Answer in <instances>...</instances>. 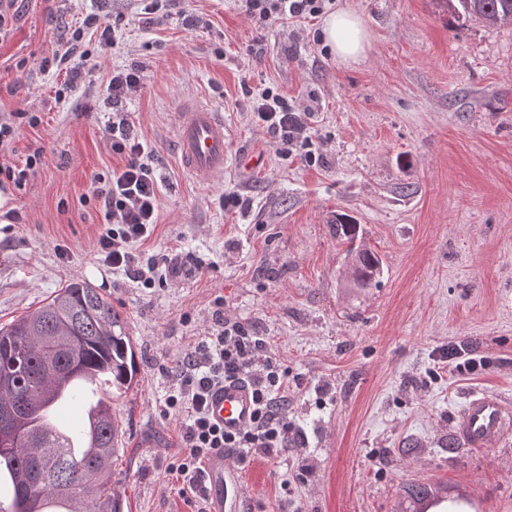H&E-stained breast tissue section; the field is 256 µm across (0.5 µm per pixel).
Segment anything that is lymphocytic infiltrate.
Masks as SVG:
<instances>
[{
	"label": "lymphocytic infiltrate",
	"instance_id": "1",
	"mask_svg": "<svg viewBox=\"0 0 512 512\" xmlns=\"http://www.w3.org/2000/svg\"><path fill=\"white\" fill-rule=\"evenodd\" d=\"M327 0H242V8L257 28L277 20L312 21L324 14ZM93 29L96 48L108 50L117 44L113 25L87 15L71 39L57 44L52 55L40 61L41 70L62 65L70 80L92 76L91 51L84 49L85 29ZM144 69L132 63L113 69L106 86L112 110L104 124L112 153L121 167L92 179V197L104 208L105 227L98 238L100 260L113 271L127 275L141 288H162L187 268L180 253L143 255L141 245L152 237L158 222L160 189L156 171L148 162V146L141 141L124 104L142 90ZM250 112L255 124L288 149L297 151L302 162L313 166L322 157L312 150L309 111L271 88H251ZM212 326L196 338L176 377V384L160 403L162 415L181 413V438L186 450L176 468L183 489L194 499L196 512H207L204 463L222 450L239 463L272 460L285 447L291 425L285 393L288 371L269 352L266 337L248 325L224 316L223 299H215ZM229 380L247 382L255 402L251 423L225 432L208 414L213 393Z\"/></svg>",
	"mask_w": 512,
	"mask_h": 512
}]
</instances>
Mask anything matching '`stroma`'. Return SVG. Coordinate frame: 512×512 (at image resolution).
Here are the masks:
<instances>
[{"instance_id":"1","label":"stroma","mask_w":512,"mask_h":512,"mask_svg":"<svg viewBox=\"0 0 512 512\" xmlns=\"http://www.w3.org/2000/svg\"><path fill=\"white\" fill-rule=\"evenodd\" d=\"M333 5L363 20L359 63H336L316 21L257 30L239 0H182L149 27L134 0H26L0 40V113L44 115L12 143L14 159L39 148L43 161L9 202L20 223L0 217V326L73 279L123 314L140 373L103 394L124 431L112 482L126 512H192L173 474L181 420L159 402L219 296L288 369V446L241 467L240 512H415L406 490L422 483L451 496L473 488V512H512V438L468 449L455 434L469 394L512 409V27L448 29L432 0ZM81 12L116 20L103 75L134 61L147 75L126 105L161 180L158 226L141 250L176 249L203 267L166 288L137 287L96 255L104 213L91 177L121 163L104 141V83H78L58 104L63 73L33 64ZM247 85L308 106L321 165L254 124ZM194 105L224 119L222 175L181 163L180 115ZM248 153L259 168L241 167ZM228 186L242 210L221 207ZM340 213L357 221L355 242L337 235ZM352 247L380 256L375 285L350 281ZM461 341L485 370L445 367L443 350Z\"/></svg>"}]
</instances>
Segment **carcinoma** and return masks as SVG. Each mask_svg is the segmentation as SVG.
Masks as SVG:
<instances>
[{
    "label": "carcinoma",
    "mask_w": 512,
    "mask_h": 512,
    "mask_svg": "<svg viewBox=\"0 0 512 512\" xmlns=\"http://www.w3.org/2000/svg\"><path fill=\"white\" fill-rule=\"evenodd\" d=\"M446 22L473 17L488 27L512 26V0H433ZM361 287L380 277L377 254L354 256ZM139 362L121 312L99 289L72 280L35 310L0 327V479L14 492L11 512H124L112 487V459L120 426L102 404L96 443L79 455L48 416L47 406L66 382L83 377L120 392L133 385Z\"/></svg>",
    "instance_id": "cac0c4a2"
}]
</instances>
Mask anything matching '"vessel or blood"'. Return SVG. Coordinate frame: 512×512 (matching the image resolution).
I'll return each mask as SVG.
<instances>
[{
    "label": "vessel or blood",
    "mask_w": 512,
    "mask_h": 512,
    "mask_svg": "<svg viewBox=\"0 0 512 512\" xmlns=\"http://www.w3.org/2000/svg\"><path fill=\"white\" fill-rule=\"evenodd\" d=\"M178 149L184 167L192 173L224 172V120L204 106H194L184 114L178 134ZM94 392L91 387H73L52 410L53 419H61L68 405H90ZM212 417L225 430L236 431L247 426L254 408L250 389L242 382H228L210 399ZM456 434L467 448H496L512 435V411L506 410L501 399L493 394H474L462 406ZM210 512H239L244 493L233 461L223 452L212 454L205 463Z\"/></svg>",
    "instance_id": "b4317fda"
}]
</instances>
